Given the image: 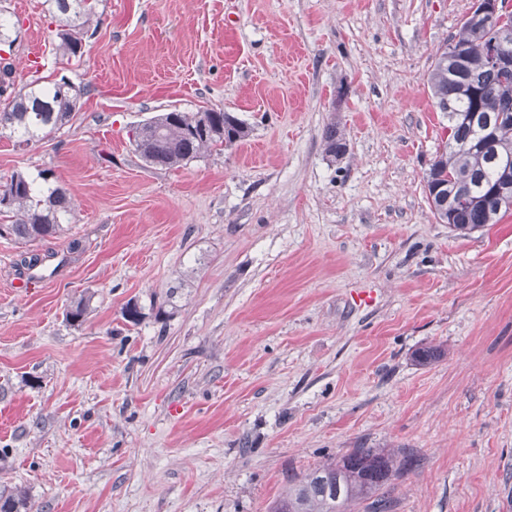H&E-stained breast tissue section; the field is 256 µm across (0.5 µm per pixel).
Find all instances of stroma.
Here are the masks:
<instances>
[{
  "label": "stroma",
  "mask_w": 512,
  "mask_h": 512,
  "mask_svg": "<svg viewBox=\"0 0 512 512\" xmlns=\"http://www.w3.org/2000/svg\"><path fill=\"white\" fill-rule=\"evenodd\" d=\"M471 5L101 0L70 60L43 0H7L16 86L90 92L36 144L0 136V180L47 171L73 206L61 236L0 237V488L26 512H268L380 448L411 461L392 512H512V214L464 234L426 200L427 77ZM173 109L249 135L149 165L131 135ZM323 141L326 154L335 160L342 158L348 152L346 137L334 119L325 125Z\"/></svg>",
  "instance_id": "35a3bbf8"
}]
</instances>
